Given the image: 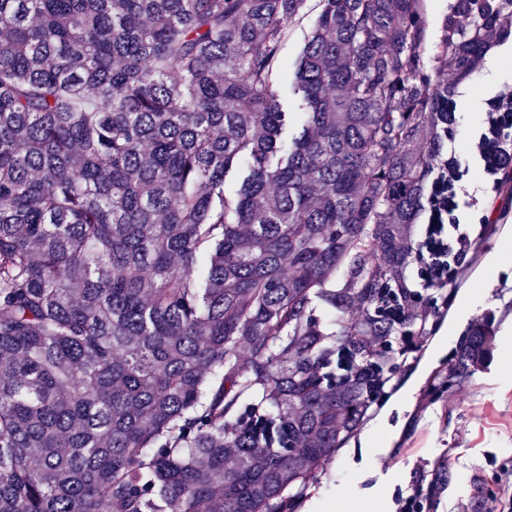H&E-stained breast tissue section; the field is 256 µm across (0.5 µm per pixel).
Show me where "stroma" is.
Wrapping results in <instances>:
<instances>
[{"label": "stroma", "instance_id": "obj_1", "mask_svg": "<svg viewBox=\"0 0 512 512\" xmlns=\"http://www.w3.org/2000/svg\"><path fill=\"white\" fill-rule=\"evenodd\" d=\"M512 84V38L496 43L472 78L458 88L459 132L453 146L467 156V132L475 126L486 98ZM486 211L470 210L479 228L477 256L460 268L447 287L431 290L448 300L423 351L408 359L396 388L373 405L367 423L325 463L295 512H342L341 501L377 499L382 512H395V497L406 493L415 471L438 467L448 489L438 512H455L461 499L481 508L495 504L500 475L512 469V212L499 223L484 221ZM485 295L478 306L467 302L471 289ZM490 323L489 356L470 375L449 381L448 370L462 336L475 323ZM382 425L381 453L370 450L369 434Z\"/></svg>", "mask_w": 512, "mask_h": 512}]
</instances>
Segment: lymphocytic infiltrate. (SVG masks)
<instances>
[{"label": "lymphocytic infiltrate", "mask_w": 512, "mask_h": 512, "mask_svg": "<svg viewBox=\"0 0 512 512\" xmlns=\"http://www.w3.org/2000/svg\"><path fill=\"white\" fill-rule=\"evenodd\" d=\"M486 105L469 159L461 160L452 149L433 159L414 287L446 286L452 267L470 264L476 257V237L466 220L467 210L479 203L465 181L470 168L480 170L494 194L501 188L505 171L512 168V87L499 89Z\"/></svg>", "instance_id": "lymphocytic-infiltrate-1"}]
</instances>
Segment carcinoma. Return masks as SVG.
Masks as SVG:
<instances>
[{
	"label": "carcinoma",
	"instance_id": "carcinoma-1",
	"mask_svg": "<svg viewBox=\"0 0 512 512\" xmlns=\"http://www.w3.org/2000/svg\"><path fill=\"white\" fill-rule=\"evenodd\" d=\"M306 2L0 0V512H293L433 321L411 226L502 16L320 0L292 114ZM318 0H308L304 12L288 25V33L282 50V64L287 67L286 77L279 87V100L285 112H299L292 92L291 73L300 48L310 32L319 11ZM290 73V77L288 74ZM456 0H427L426 15L428 23L429 39L433 42L438 39L440 35L442 21L448 16V23L454 22L458 17H461L460 11H454L448 15L451 6Z\"/></svg>",
	"mask_w": 512,
	"mask_h": 512
}]
</instances>
